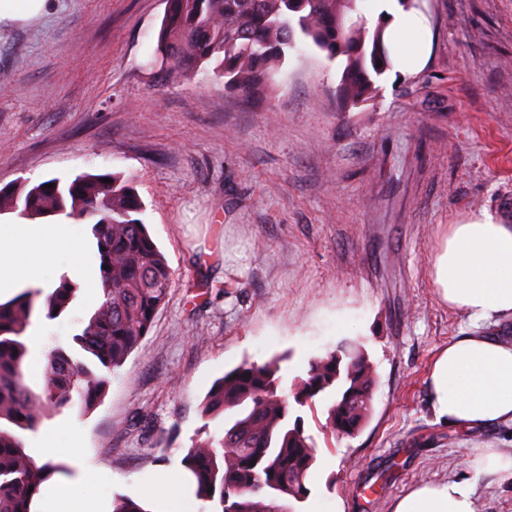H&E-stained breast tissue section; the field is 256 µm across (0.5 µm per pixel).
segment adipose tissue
Instances as JSON below:
<instances>
[{
  "label": "adipose tissue",
  "instance_id": "obj_1",
  "mask_svg": "<svg viewBox=\"0 0 512 512\" xmlns=\"http://www.w3.org/2000/svg\"><path fill=\"white\" fill-rule=\"evenodd\" d=\"M374 14L386 19L396 69H418L424 49L409 37L425 32L422 16L399 0H376ZM59 252L69 256L60 275L97 290L96 246L84 222L1 223L0 295L28 287L52 291L59 275L47 269ZM433 268L438 294L449 308L477 320L512 313V228L492 216L450 225ZM428 399L438 420L466 431L512 422V342L480 333L450 342L431 363ZM475 494L470 480L422 484L400 497L393 512H476Z\"/></svg>",
  "mask_w": 512,
  "mask_h": 512
}]
</instances>
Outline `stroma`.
Segmentation results:
<instances>
[{
	"mask_svg": "<svg viewBox=\"0 0 512 512\" xmlns=\"http://www.w3.org/2000/svg\"><path fill=\"white\" fill-rule=\"evenodd\" d=\"M431 50L392 69L374 97L340 111L341 61L315 47L286 59L260 104L206 69L160 83L164 0H50L37 22L0 26V189L83 173L132 185L171 288L140 351L90 412L63 410L71 494L146 512H211L184 485L193 440L224 432L200 403L242 362L280 358L291 394L313 358L352 343L371 365L360 431L303 408L317 448L300 512H392L414 486L476 482V512H512V482L467 459L512 454V423L463 431L436 420L431 362L482 328L512 341V315L474 325L436 290L432 263L452 224L485 211L512 225V0H420ZM98 304L36 320L46 348L71 346ZM171 453L162 454L161 437ZM168 498L146 497L160 477Z\"/></svg>",
	"mask_w": 512,
	"mask_h": 512,
	"instance_id": "1",
	"label": "stroma"
}]
</instances>
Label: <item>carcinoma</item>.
I'll return each instance as SVG.
<instances>
[{"label": "carcinoma", "instance_id": "1", "mask_svg": "<svg viewBox=\"0 0 512 512\" xmlns=\"http://www.w3.org/2000/svg\"><path fill=\"white\" fill-rule=\"evenodd\" d=\"M363 0H166L155 53L169 62L160 81L173 82L207 65L245 100H260L276 85L288 53L309 41L330 60L344 62L336 86L343 111L368 102L373 77L393 68L384 25L371 26ZM382 66H377V62ZM53 188H45L46 184ZM133 187L81 174L0 190V212L36 219L64 216L92 222L99 250L103 302L72 337L74 347L48 354L41 391L24 379L25 334L39 315L54 320L78 289L63 278L45 295L23 290L0 303V512H38L41 488L65 467L31 455L19 431L35 432L54 413L88 412L105 395L109 375L141 347L168 295L171 272L139 218ZM274 361L243 363L224 374L201 403L204 416H224V434L193 443L181 459L198 499L213 512H284L309 495L306 477L316 447L301 416L278 394ZM371 366L359 353L334 349L310 364L294 404L328 403L326 426L353 437L368 417Z\"/></svg>", "mask_w": 512, "mask_h": 512}]
</instances>
